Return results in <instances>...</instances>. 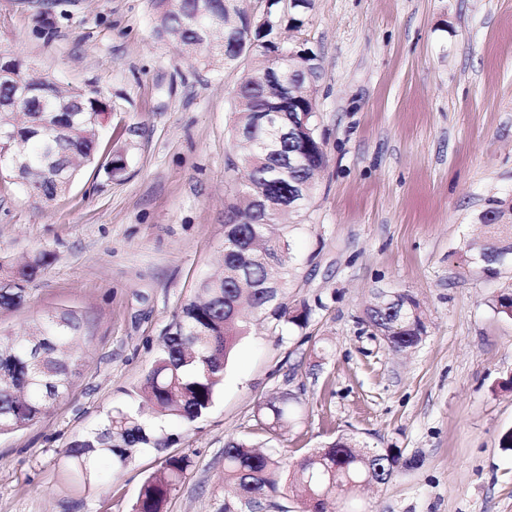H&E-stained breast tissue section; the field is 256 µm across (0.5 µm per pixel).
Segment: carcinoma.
Returning a JSON list of instances; mask_svg holds the SVG:
<instances>
[{
	"instance_id": "obj_1",
	"label": "carcinoma",
	"mask_w": 512,
	"mask_h": 512,
	"mask_svg": "<svg viewBox=\"0 0 512 512\" xmlns=\"http://www.w3.org/2000/svg\"><path fill=\"white\" fill-rule=\"evenodd\" d=\"M152 0L157 15V33L187 51L198 53L207 66L236 60L232 44L244 47L255 58L256 73L239 87L233 112L235 136L250 144L254 158L247 161L248 178L242 190L244 204L227 209L229 233L224 240V265L219 273L199 284L200 297L187 301L177 314L174 330L166 336L158 357L147 371L138 397L152 406L153 416L140 410L117 407L101 423L72 440L66 457L83 476L92 475L98 457L112 455L113 465H124L132 454L146 448L160 450L179 441L167 424L194 426L211 408L224 382V369L238 336L244 333L239 314L248 308L263 313L278 326L303 328L311 309L303 304L277 302L278 289L290 275V242L283 229L292 225L296 211L288 209L289 196L297 184L314 183L326 155L315 118L296 141L276 140L274 123L288 128L295 112L309 106L308 100L288 102L262 79L265 69L289 47L276 40L281 18L275 9L280 0H268L267 14L273 25L249 19L243 0ZM12 88L0 85V129L10 133L11 154H22L34 173L26 189L40 201H51L68 184L49 180L43 158L49 154L71 162L69 178L93 163L98 154L95 130L112 114L109 99L89 92L82 96L83 112H12L6 106ZM301 153V162L288 167V157ZM484 227L479 241H465L471 270L485 278H497L512 267V199H491L480 219ZM261 246L267 262L249 265L243 259ZM50 262L42 252L21 266L0 262V279L10 284L0 288V308H18L26 302V283ZM492 309L512 318V287L490 299ZM366 323L388 336L391 352L417 347L426 334L425 313L419 300L405 291L401 301L374 296L365 311ZM84 319L64 309L39 316L19 335L0 329V434L18 431L46 413L62 397L69 378L81 361L79 340ZM44 343L41 360L28 353L35 342ZM269 413L263 429L278 435L290 424L294 410L287 398L266 403ZM360 444L341 436L292 464L264 453L244 440L230 439L224 446V487L239 503L252 509L271 503L281 484L290 483L301 498L304 512H328L329 501L361 486L370 476L387 483L400 468V455L374 451L359 458ZM189 457L169 456L160 470L142 483L132 512H164V507L182 483Z\"/></svg>"
}]
</instances>
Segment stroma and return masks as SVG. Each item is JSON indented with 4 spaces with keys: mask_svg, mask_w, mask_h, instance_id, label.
I'll use <instances>...</instances> for the list:
<instances>
[{
    "mask_svg": "<svg viewBox=\"0 0 512 512\" xmlns=\"http://www.w3.org/2000/svg\"><path fill=\"white\" fill-rule=\"evenodd\" d=\"M0 53L36 60L60 85L112 100L110 146L141 128L120 178L86 167L44 204L0 177V260L51 263L0 328L73 309L82 364L32 425L0 435V512H130L165 457L191 465L166 512H224V445L259 442L296 459L342 435L400 449L388 484L338 512H512V319L491 296L512 275L478 278L461 251L489 199H512V0H311L289 46L321 68L313 89L326 164L290 230L293 274L280 299L308 304L306 327L251 318L196 428L95 475L64 450L131 403L180 306L219 266L224 211L244 181L230 131L243 58L207 67L156 34L151 0H0ZM420 299L427 334L392 354L363 321L376 289ZM298 400L292 427L263 433L258 406Z\"/></svg>",
    "mask_w": 512,
    "mask_h": 512,
    "instance_id": "stroma-1",
    "label": "stroma"
}]
</instances>
